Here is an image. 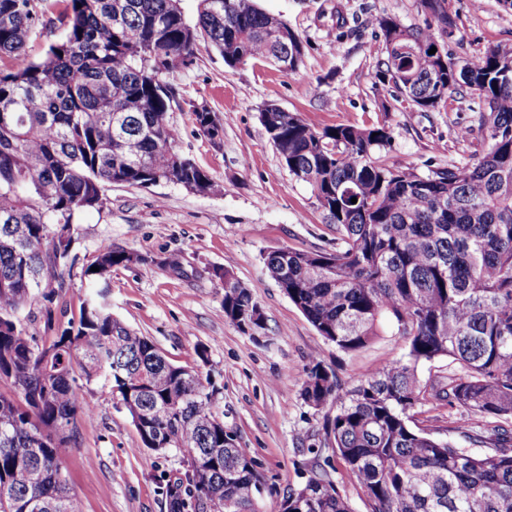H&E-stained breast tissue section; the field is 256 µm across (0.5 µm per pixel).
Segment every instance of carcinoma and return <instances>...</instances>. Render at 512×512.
<instances>
[{
    "instance_id": "obj_1",
    "label": "carcinoma",
    "mask_w": 512,
    "mask_h": 512,
    "mask_svg": "<svg viewBox=\"0 0 512 512\" xmlns=\"http://www.w3.org/2000/svg\"><path fill=\"white\" fill-rule=\"evenodd\" d=\"M424 26L383 16L380 82L394 101L429 112L467 91L482 100L480 138L469 159L428 170L396 169L377 153L388 126L316 128L274 105L261 112L288 171L307 183L336 247L282 248L264 261L270 276L320 336L344 352L366 346L385 323L407 350L342 387L335 369L313 358L300 387L309 406H331L320 444L334 449L366 498L367 512H512V448L474 454L412 424L429 401L459 411L455 432L482 436L467 417L512 426V50L493 48L454 68L435 30L454 28L443 0H420ZM60 35L37 58L29 43L54 22ZM209 41L229 68L251 61L276 68L302 61L304 45L255 0H200L189 21L180 0H0V512H82L64 475L77 419L92 405L82 388L100 380L136 421L140 445L194 456L184 473L163 472L167 512H263L273 494L241 439L216 411L210 376L168 361L155 343L112 314L114 267L154 260L103 241L82 266L93 291L78 319L54 336L30 332L20 312L41 292L51 328L58 287L74 266L69 225L100 210L112 184H173L218 195L207 170L175 151L169 78ZM197 132L221 145L224 120L191 106ZM357 202H351V199ZM99 271L93 272L91 268ZM224 315L243 334L266 331L251 290L232 272ZM450 359L457 373L424 382L418 368ZM279 512H353L318 465L291 489Z\"/></svg>"
}]
</instances>
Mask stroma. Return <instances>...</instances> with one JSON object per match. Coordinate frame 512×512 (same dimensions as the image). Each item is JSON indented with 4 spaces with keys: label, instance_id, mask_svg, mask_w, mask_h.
<instances>
[{
    "label": "stroma",
    "instance_id": "obj_1",
    "mask_svg": "<svg viewBox=\"0 0 512 512\" xmlns=\"http://www.w3.org/2000/svg\"><path fill=\"white\" fill-rule=\"evenodd\" d=\"M261 9L288 24L306 48L297 72L279 71L256 61L229 68L207 40H199L191 66L169 82L170 119L179 130L175 149L194 159L224 184L220 195H203L172 184L138 187L115 184L105 190L101 211L84 214L74 227L79 266L63 272L65 290L52 321L43 317L41 297L28 303L37 335L60 331L78 317L88 292L80 266L100 242L156 259L155 267L112 270V313L149 337L174 364L204 366L222 393L217 402L225 429L251 449L260 471L276 490L265 496V512H277L280 496L303 483L314 463L329 462V473L352 504L367 512L362 494L332 449L311 452L322 435L324 411L305 404L300 384L313 357L334 368L345 387L368 370L384 367L406 350L404 337L385 330L366 347L343 352L328 344L271 279L267 253L296 248H332L336 227L329 224L305 182L291 175L272 146L260 114L270 104L299 113L309 124L331 127L388 125L389 147L382 160L398 168L427 173L469 156L462 129L478 126L482 105L466 99L461 108L422 112L391 101L378 83L376 64L383 38L376 24L391 16L404 26L424 22L419 0H256ZM455 21L446 44L459 63L489 49H512V9L500 0H445ZM347 20L336 27L337 16ZM203 105L224 120V140L212 146L193 126L189 108ZM179 253L184 274L160 267ZM232 272L249 287L264 313L267 339L242 334L224 316V288L215 269ZM205 349L207 362L197 351ZM92 419L77 422L66 460L69 486L83 512H167L158 492L161 471L181 469L183 455L170 451L154 464L134 454L138 433L109 390L94 383L84 389ZM414 422L443 439L457 441L456 409L425 403L413 410Z\"/></svg>",
    "mask_w": 512,
    "mask_h": 512
}]
</instances>
